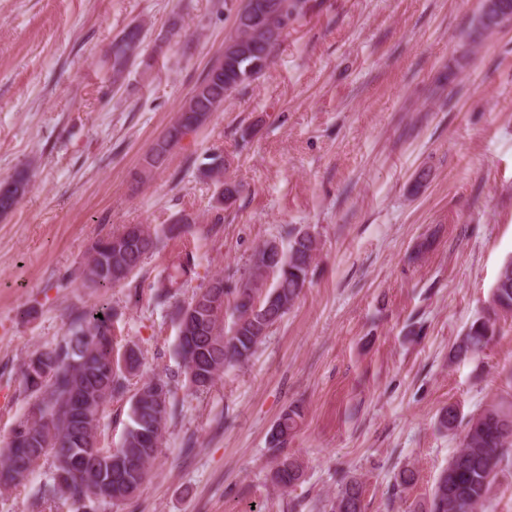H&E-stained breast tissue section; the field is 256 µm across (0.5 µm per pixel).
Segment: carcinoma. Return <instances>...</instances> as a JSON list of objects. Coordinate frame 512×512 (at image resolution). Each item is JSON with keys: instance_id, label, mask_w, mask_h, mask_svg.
I'll return each mask as SVG.
<instances>
[{"instance_id": "obj_1", "label": "carcinoma", "mask_w": 512, "mask_h": 512, "mask_svg": "<svg viewBox=\"0 0 512 512\" xmlns=\"http://www.w3.org/2000/svg\"><path fill=\"white\" fill-rule=\"evenodd\" d=\"M257 37L255 29H234L225 42L224 60L216 61L194 88L152 147L148 166L161 163L180 143L179 129L190 119V112H218L234 90L261 77L277 43H265L259 48V56L241 58L230 53L232 45ZM225 172L224 156L217 153L209 156L200 169L201 175L217 188L231 185L241 193V184ZM11 184L14 190L10 195L0 196V216L15 209L28 192V173L19 172ZM288 235V246L282 249L280 259L258 247L235 286H229L222 276L214 277L185 304H174L172 300L193 280L192 254L178 255L157 281L153 302L167 309L176 323V354L195 390L210 389L225 368L246 363L305 288L317 257L318 241L305 237L302 228ZM159 241V233L148 224H135L131 233L123 231L98 239L82 272L84 286L106 290L135 275ZM229 309L233 321L226 329L224 316ZM508 313H512V261L501 266L486 313L457 338L452 358L461 360L481 353L497 335L499 317ZM118 317L114 308H92L71 321L60 342L35 351L26 361L25 386L34 401L0 447L1 490L27 479L33 472L30 459L40 460L49 454L54 459L55 475L44 489L46 501L65 498L71 501L75 512H97L103 504L116 506L139 494L148 480L150 463L160 451L166 420L174 412L175 391L167 377H155L137 389L130 400L122 446L140 449L139 464L112 474L111 494L97 493L101 472L96 466L100 465V456L110 452L98 435L101 414L106 403L125 393L127 377L141 365L135 346L121 348L116 342L114 323ZM152 390L164 393L162 406L156 407L140 397ZM304 416L303 407L293 405L277 426L291 434ZM438 423L444 430H454L462 424L464 436L461 448L436 479L426 512H478L490 497L498 471L512 451V401L492 402L466 422L458 406L449 404L440 410ZM269 445L277 452L272 483L282 488L298 484L304 476L302 463L283 452L286 443L273 439ZM77 451L86 454L84 469L62 476L63 464ZM363 495L360 478L343 477L332 500V512H362Z\"/></svg>"}]
</instances>
